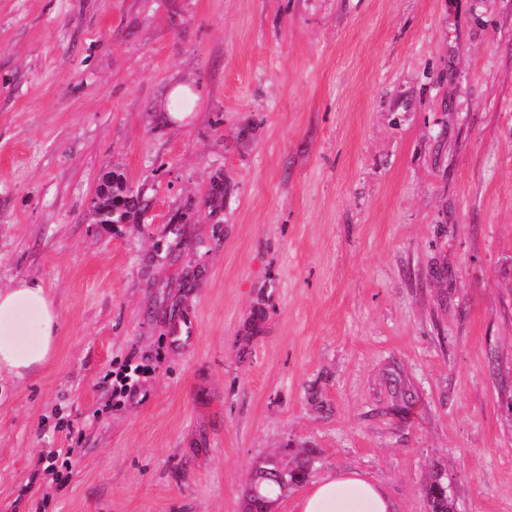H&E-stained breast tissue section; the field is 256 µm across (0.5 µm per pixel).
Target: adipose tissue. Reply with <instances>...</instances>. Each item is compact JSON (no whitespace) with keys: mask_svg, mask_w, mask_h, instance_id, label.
Wrapping results in <instances>:
<instances>
[{"mask_svg":"<svg viewBox=\"0 0 512 512\" xmlns=\"http://www.w3.org/2000/svg\"><path fill=\"white\" fill-rule=\"evenodd\" d=\"M35 314L38 343L20 348V310ZM59 315L40 281L20 279L0 289V375L32 376L54 351ZM296 512H394V502L379 485L354 472L328 474L314 481L296 502Z\"/></svg>","mask_w":512,"mask_h":512,"instance_id":"1","label":"adipose tissue"}]
</instances>
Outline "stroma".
<instances>
[{
    "mask_svg": "<svg viewBox=\"0 0 512 512\" xmlns=\"http://www.w3.org/2000/svg\"><path fill=\"white\" fill-rule=\"evenodd\" d=\"M23 278L60 328L0 378V512H243L273 455L512 512V0H0ZM199 99V92L192 83L176 84L168 96V115L175 122H182ZM146 372L145 367L132 368L131 365H122L116 371H112V396L123 398L135 393L141 374Z\"/></svg>",
    "mask_w": 512,
    "mask_h": 512,
    "instance_id": "1",
    "label": "stroma"
}]
</instances>
